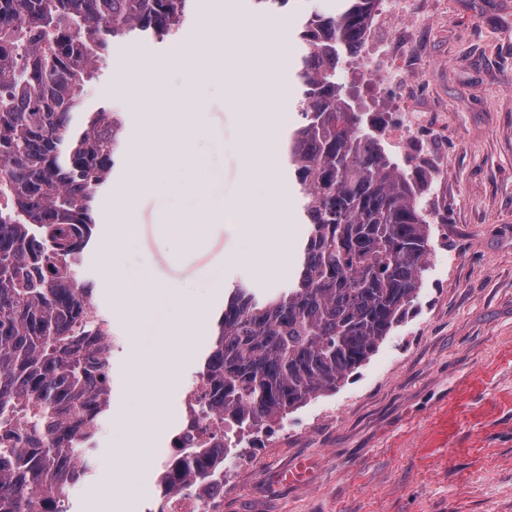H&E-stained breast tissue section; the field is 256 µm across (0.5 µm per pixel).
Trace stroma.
Masks as SVG:
<instances>
[{"mask_svg":"<svg viewBox=\"0 0 512 512\" xmlns=\"http://www.w3.org/2000/svg\"><path fill=\"white\" fill-rule=\"evenodd\" d=\"M340 0H291L276 12L253 0H195L185 31L210 37L215 18L226 28L257 39L282 29L283 66L274 76L276 100L255 93L247 78L208 81L194 99L181 98L184 78L169 62L173 40L154 36L111 46L98 76L87 84L88 111L105 107L124 119L125 158L101 193L96 227L79 270L93 282L95 304L119 339L112 353V401L99 424L94 471L69 493L68 512H144L157 499L175 428L185 417L182 398L155 426L153 462L131 469L122 490L101 478L117 420L136 399L135 359L151 342L154 326L114 300L103 273L102 251L112 246L105 220L148 120L198 107L206 128L197 144L210 159L202 191L223 206L241 190L248 167L257 183H275L278 198H293L281 145L293 120L297 88L291 72L301 17L336 11ZM403 44L407 67L421 88L420 111L447 124L438 144L448 159L438 223L418 288L401 323L336 391L289 414L294 432L265 448L243 483L224 495V512H512V0H432L426 19H401L393 31ZM142 55L154 81L150 109L117 87L114 77ZM352 53L342 54L337 80L362 113L385 111L377 84L364 82ZM266 121L264 142L251 151L247 118ZM186 176L170 172L162 186L140 199L135 244L122 255L128 270L148 265L160 286L196 284L211 270L225 291L209 299L213 314L224 294L244 284L262 295L291 279L305 227L299 216L280 225L263 266L243 260L266 225L242 217L236 224L204 225L191 247L165 240L161 226L173 210L172 196ZM310 477L285 485L278 474L301 461Z\"/></svg>","mask_w":512,"mask_h":512,"instance_id":"stroma-1","label":"stroma"}]
</instances>
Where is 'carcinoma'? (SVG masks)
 <instances>
[{
  "label": "carcinoma",
  "mask_w": 512,
  "mask_h": 512,
  "mask_svg": "<svg viewBox=\"0 0 512 512\" xmlns=\"http://www.w3.org/2000/svg\"><path fill=\"white\" fill-rule=\"evenodd\" d=\"M191 0H0V512H40L66 494L112 395L110 359L77 268L96 200L121 160L118 112L84 111L110 41L179 33ZM377 0H344L299 32L288 165L306 227L288 287L239 285L200 379L232 430L282 419L347 379L407 316L430 221L336 81ZM228 448H185L166 465L177 491L209 481Z\"/></svg>",
  "instance_id": "carcinoma-1"
}]
</instances>
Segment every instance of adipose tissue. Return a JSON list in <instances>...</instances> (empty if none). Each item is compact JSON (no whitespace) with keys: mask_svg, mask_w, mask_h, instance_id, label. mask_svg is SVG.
I'll list each match as a JSON object with an SVG mask.
<instances>
[{"mask_svg":"<svg viewBox=\"0 0 512 512\" xmlns=\"http://www.w3.org/2000/svg\"><path fill=\"white\" fill-rule=\"evenodd\" d=\"M223 27H216L213 37L205 41L189 39L173 55L175 66L186 77L189 89L209 81L219 73L224 59ZM236 67L242 74L251 76L255 89L266 97H274L275 89L270 76L277 67L276 58L256 49H243L236 58ZM204 126L202 113L183 112L162 124L146 126L142 144L165 145L166 164L177 170L187 168V180L196 183L204 180L208 157L194 147L195 138ZM151 178L140 154H133L128 168L126 191L115 200L109 215L110 223L119 241H127L136 232V201L149 185ZM103 268L107 277L116 284L115 299L119 306L139 310L146 316H154L160 303L175 307L177 317L163 322L157 343L146 348L138 358L137 408L125 410L122 415L124 440L107 452L111 462L107 464L102 479L113 487H122L129 467H145L154 457L153 434L142 429V410L151 402L171 396L182 384V368L191 355L188 340L190 328H203L209 309L191 295L182 294L177 288H160L151 268H141L136 276H128L120 263L118 253H106Z\"/></svg>","mask_w":512,"mask_h":512,"instance_id":"1","label":"adipose tissue"}]
</instances>
